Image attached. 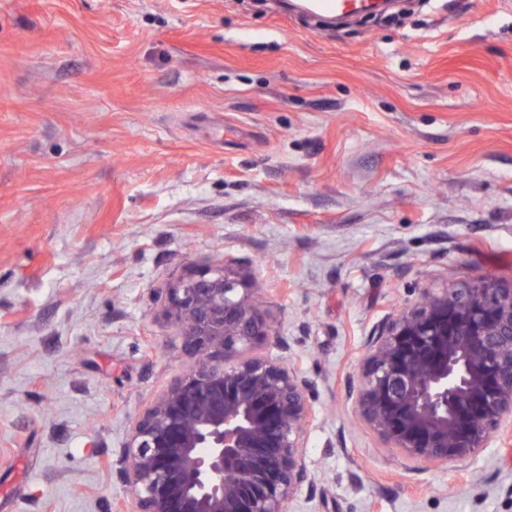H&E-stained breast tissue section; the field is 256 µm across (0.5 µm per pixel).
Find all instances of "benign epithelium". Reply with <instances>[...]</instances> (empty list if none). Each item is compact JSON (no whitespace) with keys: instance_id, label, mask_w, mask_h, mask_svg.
I'll return each instance as SVG.
<instances>
[{"instance_id":"obj_1","label":"benign epithelium","mask_w":512,"mask_h":512,"mask_svg":"<svg viewBox=\"0 0 512 512\" xmlns=\"http://www.w3.org/2000/svg\"><path fill=\"white\" fill-rule=\"evenodd\" d=\"M255 292L228 260L167 289L195 364L131 426L120 473L134 512H290L310 486L312 382L295 362L230 360L272 331ZM350 399L387 447L428 466L487 447L512 428V281L460 283L399 314Z\"/></svg>"}]
</instances>
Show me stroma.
I'll return each mask as SVG.
<instances>
[{"instance_id": "35a3bbf8", "label": "stroma", "mask_w": 512, "mask_h": 512, "mask_svg": "<svg viewBox=\"0 0 512 512\" xmlns=\"http://www.w3.org/2000/svg\"><path fill=\"white\" fill-rule=\"evenodd\" d=\"M225 258L275 328L244 357L315 385L295 512H512V436L428 467L349 397L404 308L512 280V0H0V512H129L194 362L167 290Z\"/></svg>"}]
</instances>
